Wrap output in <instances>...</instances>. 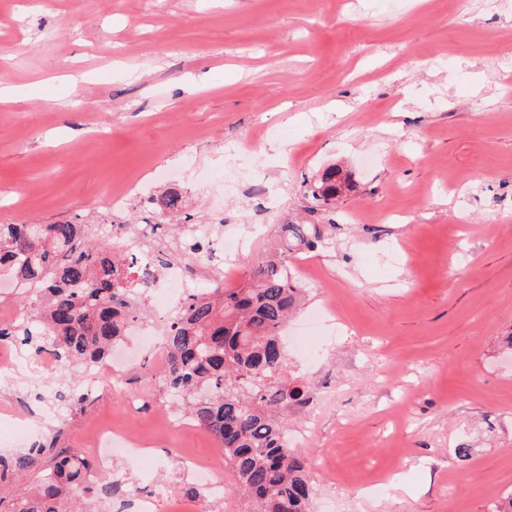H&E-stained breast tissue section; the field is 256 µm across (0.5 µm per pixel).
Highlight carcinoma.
Masks as SVG:
<instances>
[{
    "label": "carcinoma",
    "instance_id": "cac0c4a2",
    "mask_svg": "<svg viewBox=\"0 0 512 512\" xmlns=\"http://www.w3.org/2000/svg\"><path fill=\"white\" fill-rule=\"evenodd\" d=\"M349 180L332 167L314 184L321 207L336 204ZM169 213L182 209V196L159 200ZM323 224L279 225L271 251L241 288L216 284L207 294H190L163 329L164 391L224 447L237 487L258 512H310L311 469L300 449L288 444L278 412L310 401L307 384L289 377L280 331L302 300L303 289L288 268L289 254L312 249L326 237ZM168 238L154 234L143 250L154 260L97 244L99 225L0 224V279L21 286L15 302L30 308V323L0 321V339L18 342L39 355L46 347L65 367L80 372L104 360L124 336L126 324L145 318L141 305L162 268L174 255L199 258L197 242L182 225H167ZM178 246V253L168 245ZM57 437L13 457L0 456V479L35 467ZM92 463L76 451L60 450L36 487L7 512H70L73 496L96 494Z\"/></svg>",
    "mask_w": 512,
    "mask_h": 512
}]
</instances>
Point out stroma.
Masks as SVG:
<instances>
[{
  "label": "stroma",
  "instance_id": "stroma-1",
  "mask_svg": "<svg viewBox=\"0 0 512 512\" xmlns=\"http://www.w3.org/2000/svg\"><path fill=\"white\" fill-rule=\"evenodd\" d=\"M1 84L28 93L0 103V224L136 225L108 186L177 190L225 237L264 225L231 287L278 224L326 223L306 188L349 173L335 233L290 259L305 300L284 336L326 307L345 331L314 363L288 354L311 388L283 418L312 512H487L512 490V0H0ZM131 386L138 408L99 392L40 423L69 448L112 424L149 443L131 495L87 512L152 490L160 512H213L183 493L193 459L224 470L223 512H248L219 441Z\"/></svg>",
  "mask_w": 512,
  "mask_h": 512
}]
</instances>
